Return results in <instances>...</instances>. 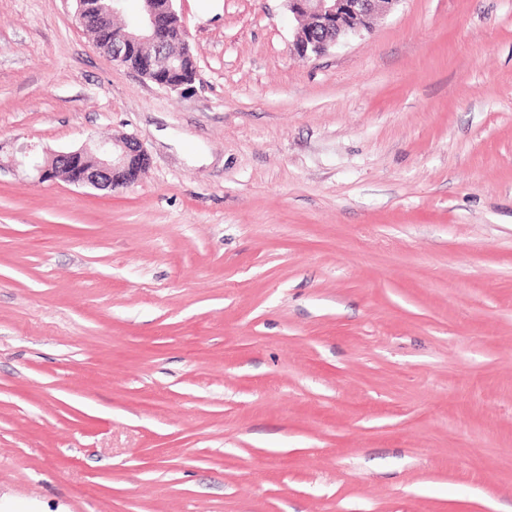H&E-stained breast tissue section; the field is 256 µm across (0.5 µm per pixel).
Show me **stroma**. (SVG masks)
<instances>
[{"instance_id":"35a3bbf8","label":"stroma","mask_w":512,"mask_h":512,"mask_svg":"<svg viewBox=\"0 0 512 512\" xmlns=\"http://www.w3.org/2000/svg\"><path fill=\"white\" fill-rule=\"evenodd\" d=\"M75 8L0 0V512H512V0H179L184 93ZM288 11L303 21L294 40V55L321 54L340 40L357 35L366 20L389 12L399 0H284ZM310 25L306 27V23ZM172 50L175 55V61L181 70L186 74H196L198 72L195 60L188 47V44L177 39L174 42ZM145 68L141 72H137L140 76L151 80L158 87L169 92L182 93L193 87L198 76L192 78L186 77L183 72L175 66L173 60L169 62H160L155 56L148 55L145 57ZM161 73L165 77L158 81L152 73ZM19 152L28 158L38 183L62 178L76 186L116 188L126 178L131 185L139 163L148 162L144 147L133 137L86 143L82 147L56 152L41 163L32 145H22Z\"/></svg>"}]
</instances>
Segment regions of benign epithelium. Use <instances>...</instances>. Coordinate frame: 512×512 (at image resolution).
<instances>
[{"instance_id":"1","label":"benign epithelium","mask_w":512,"mask_h":512,"mask_svg":"<svg viewBox=\"0 0 512 512\" xmlns=\"http://www.w3.org/2000/svg\"><path fill=\"white\" fill-rule=\"evenodd\" d=\"M139 18L117 34L104 32L95 44L112 61L118 63L122 52H139L146 44L160 45L169 39L173 27L186 28L180 20L177 0H141ZM288 11L305 22L294 40V55L305 59L335 46L340 40L358 34L366 20L388 12L400 0H285ZM139 75L169 92L182 93L193 87L197 77H187L174 61L161 62L155 56L145 57V68ZM29 159L40 183L62 178L76 186L112 189L122 180L132 183L140 163L148 162L144 147L133 137L87 143L82 147L56 152L39 162L31 145L19 148Z\"/></svg>"}]
</instances>
